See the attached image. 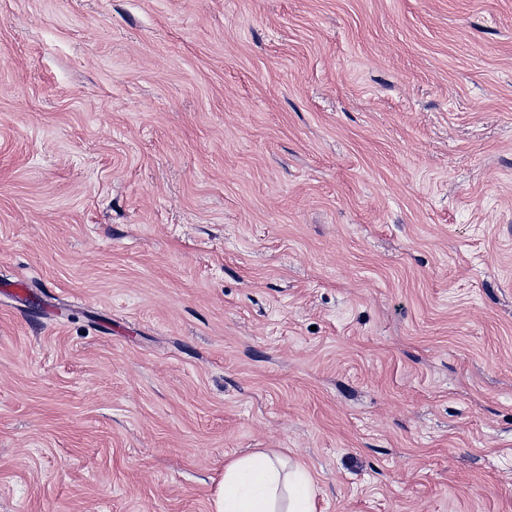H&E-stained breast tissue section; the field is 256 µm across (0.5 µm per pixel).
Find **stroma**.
I'll list each match as a JSON object with an SVG mask.
<instances>
[{
    "instance_id": "stroma-1",
    "label": "stroma",
    "mask_w": 512,
    "mask_h": 512,
    "mask_svg": "<svg viewBox=\"0 0 512 512\" xmlns=\"http://www.w3.org/2000/svg\"><path fill=\"white\" fill-rule=\"evenodd\" d=\"M0 512H512V0H0ZM314 496V479L305 467L285 474L275 455L257 451L224 467L210 512H315Z\"/></svg>"
}]
</instances>
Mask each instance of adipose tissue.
<instances>
[{"label": "adipose tissue", "mask_w": 512, "mask_h": 512, "mask_svg": "<svg viewBox=\"0 0 512 512\" xmlns=\"http://www.w3.org/2000/svg\"><path fill=\"white\" fill-rule=\"evenodd\" d=\"M314 496V479L305 467L287 472L275 455L257 451L225 466L210 512H315Z\"/></svg>", "instance_id": "1"}]
</instances>
